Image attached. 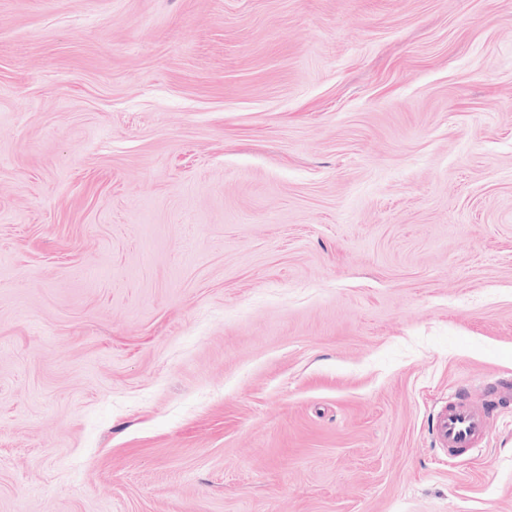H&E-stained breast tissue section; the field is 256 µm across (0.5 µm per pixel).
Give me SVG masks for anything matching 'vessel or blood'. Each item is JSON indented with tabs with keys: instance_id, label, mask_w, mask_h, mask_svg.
I'll list each match as a JSON object with an SVG mask.
<instances>
[{
	"instance_id": "vessel-or-blood-1",
	"label": "vessel or blood",
	"mask_w": 512,
	"mask_h": 512,
	"mask_svg": "<svg viewBox=\"0 0 512 512\" xmlns=\"http://www.w3.org/2000/svg\"><path fill=\"white\" fill-rule=\"evenodd\" d=\"M486 430L485 408L459 396L439 412L434 421L433 436L438 447L454 458L461 451L477 449L485 439Z\"/></svg>"
}]
</instances>
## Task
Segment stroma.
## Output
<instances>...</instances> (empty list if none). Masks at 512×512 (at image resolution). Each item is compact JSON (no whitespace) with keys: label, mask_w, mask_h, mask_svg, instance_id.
<instances>
[{"label":"stroma","mask_w":512,"mask_h":512,"mask_svg":"<svg viewBox=\"0 0 512 512\" xmlns=\"http://www.w3.org/2000/svg\"><path fill=\"white\" fill-rule=\"evenodd\" d=\"M512 0H0V512H512ZM487 430V416L479 406L464 396L449 400L434 420L433 436L439 448H444L448 459L456 458L461 451L477 449Z\"/></svg>","instance_id":"stroma-1"}]
</instances>
